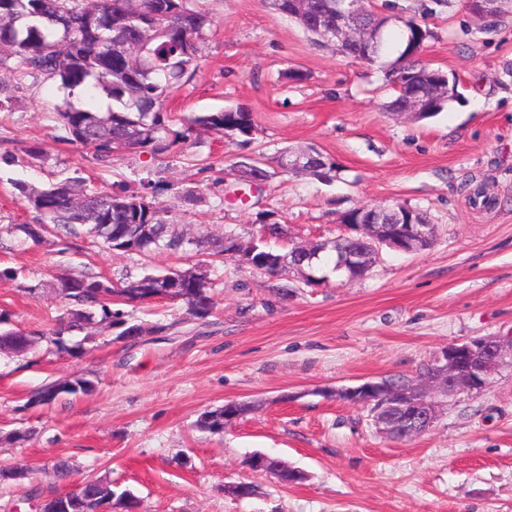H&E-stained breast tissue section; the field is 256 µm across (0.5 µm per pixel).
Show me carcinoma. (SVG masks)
Masks as SVG:
<instances>
[{
    "label": "carcinoma",
    "mask_w": 512,
    "mask_h": 512,
    "mask_svg": "<svg viewBox=\"0 0 512 512\" xmlns=\"http://www.w3.org/2000/svg\"><path fill=\"white\" fill-rule=\"evenodd\" d=\"M141 17L156 23L154 37L133 61L103 41L105 36L125 38L136 29V10L129 0H0V109L12 104L10 87L30 76H40L58 84L68 98L56 108L57 121L71 144L89 147L98 164L111 163L117 147L128 142L136 149L163 155L182 147L187 132L194 128L219 133L238 132L250 142L255 132L250 112H209L195 116L190 125L176 130L165 112V102L193 75L197 61V40L211 20L203 11L191 8L190 25L182 23V0H140ZM410 30L395 31L389 24L381 36L374 63L393 43L406 47ZM93 100H112V108L92 111L75 106L69 96L75 91ZM20 195L37 213L42 228L52 224L69 235L77 227L109 249L144 257L156 254L158 245L171 248V225L164 219L165 207L147 193H117L89 186L83 180H55L40 189L18 187ZM366 248L365 243L344 235L325 241L314 249L333 259L332 271L342 259ZM198 251L224 262V241L209 232L198 233ZM165 273L146 267L135 277L113 281L103 276L73 272L56 278L51 288L67 308L57 319L59 327L50 339L57 350L72 356L85 353L84 342L93 340L94 325L127 332L123 312L113 306L127 304L154 294ZM190 315L198 320L212 316L215 302L212 289L194 299H186ZM12 314L0 310V352L14 353L13 337L20 335L11 322ZM84 330V341L69 344L64 334ZM89 380L76 378L70 387L57 390L49 385L35 393L31 405L51 404L58 399L87 392ZM113 493L112 483L90 479L79 486L83 512H96L103 499Z\"/></svg>",
    "instance_id": "obj_1"
}]
</instances>
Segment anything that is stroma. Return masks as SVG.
<instances>
[{
    "label": "stroma",
    "mask_w": 512,
    "mask_h": 512,
    "mask_svg": "<svg viewBox=\"0 0 512 512\" xmlns=\"http://www.w3.org/2000/svg\"><path fill=\"white\" fill-rule=\"evenodd\" d=\"M373 3L428 28L423 63L458 81L459 99L435 117L390 115L381 64L314 43L268 0H196L212 23L194 76L167 103L177 128L244 108L256 127L249 144L196 132L175 153L124 152L105 167L65 141L56 83L30 77L15 91L0 112V227L34 220L16 183L71 177L129 192L152 181L169 223L184 230L246 237L263 220L285 225L277 248L336 238L343 212L394 203L427 211L435 239L418 253L383 250L364 279L332 272L316 288L228 259L209 270L217 306L208 319L180 301L127 306V319L148 328L135 340L100 327L79 358L43 341L0 354V470H32L21 484L0 477V512H39L89 478L132 492L141 512H512V367L483 392L439 397L433 427L406 442L381 437L367 408L335 397L411 376L445 345L512 334V9L480 21L468 0ZM312 145L336 162V178L279 173L253 190L228 172L243 155L269 163ZM188 191L196 203L183 201ZM61 243L53 230L38 244L0 236V309L16 327L52 332L62 304L49 285L62 273L116 280L147 265L191 266L177 254L115 253L82 235L70 237L69 252ZM77 377L95 390L30 405L41 387ZM230 401L254 409L221 431L196 428L202 412ZM256 452L304 480L249 470ZM60 460L73 466L68 479L56 476ZM239 480L256 494L226 496L225 484Z\"/></svg>",
    "instance_id": "obj_1"
}]
</instances>
